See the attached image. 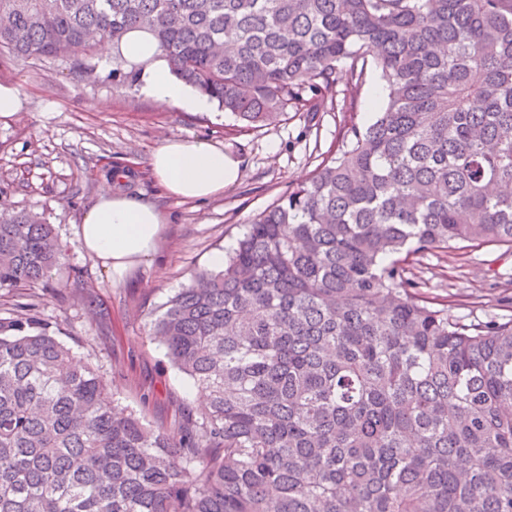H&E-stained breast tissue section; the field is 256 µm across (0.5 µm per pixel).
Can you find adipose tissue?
<instances>
[{
    "label": "adipose tissue",
    "instance_id": "adipose-tissue-1",
    "mask_svg": "<svg viewBox=\"0 0 512 512\" xmlns=\"http://www.w3.org/2000/svg\"><path fill=\"white\" fill-rule=\"evenodd\" d=\"M117 53L136 69L145 95L186 112L211 111L213 102L208 96L191 91L173 75L152 34L129 31L119 48L104 49L108 60ZM149 169L168 196L205 202L236 182L239 162L210 142L173 138L152 152ZM162 231V216L154 205L107 186L85 212L79 237L85 251L119 280L153 257Z\"/></svg>",
    "mask_w": 512,
    "mask_h": 512
}]
</instances>
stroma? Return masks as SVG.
<instances>
[{
  "instance_id": "stroma-1",
  "label": "stroma",
  "mask_w": 512,
  "mask_h": 512,
  "mask_svg": "<svg viewBox=\"0 0 512 512\" xmlns=\"http://www.w3.org/2000/svg\"><path fill=\"white\" fill-rule=\"evenodd\" d=\"M0 82L16 85L25 110L0 116V210L31 212L54 226L66 256L49 283L0 290V318L17 303L39 304L73 351L112 382L118 401L155 426L174 428L181 408H200L192 380L150 337L153 313L211 256L230 251L256 214L309 178L335 150L340 112L290 111L263 127L230 113L182 112L119 82L101 47L64 58L19 61L0 51ZM204 139L240 162L239 177L205 203L167 196L148 161L166 139ZM122 190L151 203L165 229L152 259L119 281L80 246L83 214L113 169ZM410 277L424 300L472 321L512 316V247L461 241L414 258ZM97 306L89 308L86 296Z\"/></svg>"
}]
</instances>
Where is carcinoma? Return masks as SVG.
I'll use <instances>...</instances> for the list:
<instances>
[{
	"label": "carcinoma",
	"mask_w": 512,
	"mask_h": 512,
	"mask_svg": "<svg viewBox=\"0 0 512 512\" xmlns=\"http://www.w3.org/2000/svg\"><path fill=\"white\" fill-rule=\"evenodd\" d=\"M0 49L155 36L246 125L375 120L246 225L151 335L206 393L177 428L119 406L32 303L0 318V512H512V320L420 299L410 257L512 245V0H0ZM52 225L0 214V289L43 283ZM379 86L384 88V82L381 80L379 72L375 68H370L366 83L360 91L356 110L352 114L353 120L360 126H366L374 121L378 106L370 109L369 104L373 91Z\"/></svg>",
	"instance_id": "carcinoma-1"
}]
</instances>
